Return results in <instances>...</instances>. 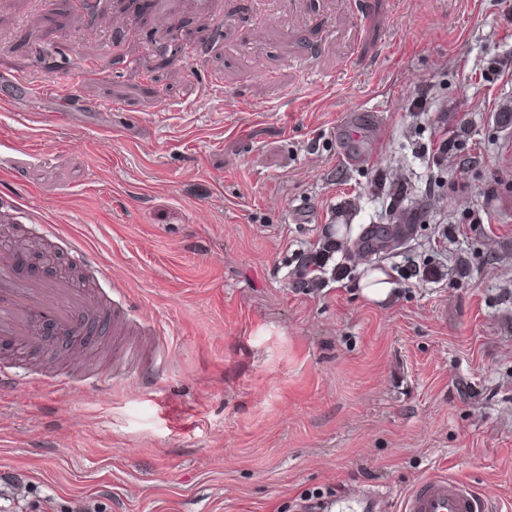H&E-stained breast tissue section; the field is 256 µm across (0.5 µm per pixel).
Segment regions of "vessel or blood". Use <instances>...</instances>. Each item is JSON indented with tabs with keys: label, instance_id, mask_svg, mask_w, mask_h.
<instances>
[{
	"label": "vessel or blood",
	"instance_id": "obj_1",
	"mask_svg": "<svg viewBox=\"0 0 512 512\" xmlns=\"http://www.w3.org/2000/svg\"><path fill=\"white\" fill-rule=\"evenodd\" d=\"M123 317L120 309L107 312L96 289L76 287L64 276L46 279L23 274L19 255L10 247L0 246V341L23 349H38L45 344V326L51 325L65 333L83 336L89 342L104 319H111L117 329ZM60 384L57 378H21L0 371L2 391ZM484 507L482 498L468 484L438 476L415 484L404 500L403 512H483Z\"/></svg>",
	"mask_w": 512,
	"mask_h": 512
}]
</instances>
